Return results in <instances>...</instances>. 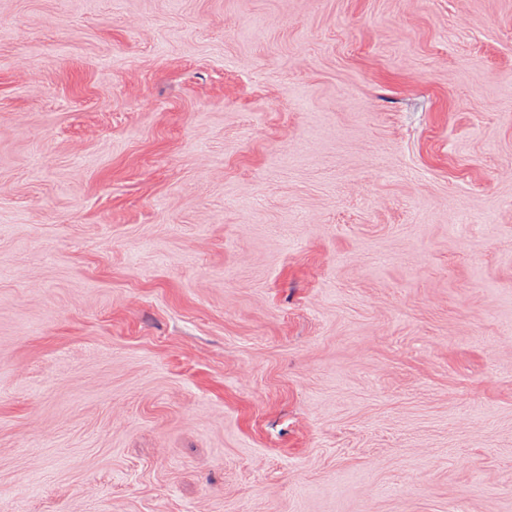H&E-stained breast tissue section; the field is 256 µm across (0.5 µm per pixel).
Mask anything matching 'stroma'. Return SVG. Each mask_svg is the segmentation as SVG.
Listing matches in <instances>:
<instances>
[{
	"label": "stroma",
	"instance_id": "1",
	"mask_svg": "<svg viewBox=\"0 0 512 512\" xmlns=\"http://www.w3.org/2000/svg\"><path fill=\"white\" fill-rule=\"evenodd\" d=\"M0 512H512V0H0Z\"/></svg>",
	"mask_w": 512,
	"mask_h": 512
}]
</instances>
